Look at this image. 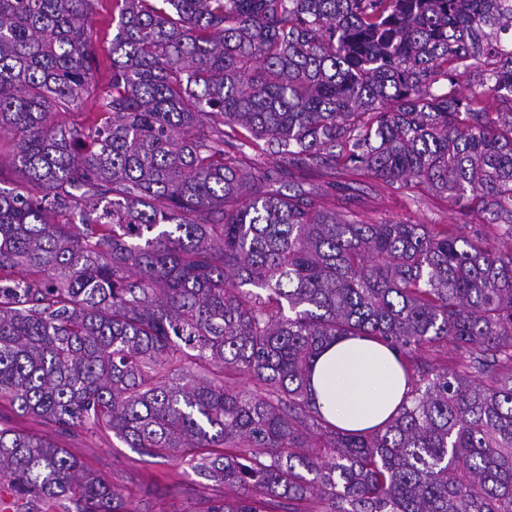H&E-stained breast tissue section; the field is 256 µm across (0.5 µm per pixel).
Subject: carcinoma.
<instances>
[{
	"mask_svg": "<svg viewBox=\"0 0 512 512\" xmlns=\"http://www.w3.org/2000/svg\"><path fill=\"white\" fill-rule=\"evenodd\" d=\"M93 2L0 0V131L37 189L0 186V402L237 490L198 512H512V0H115L100 121L69 126ZM362 180L506 243L346 219ZM344 337L400 355L409 400L381 429L329 423L307 390ZM447 349L457 367L431 364ZM2 479L131 512L5 426Z\"/></svg>",
	"mask_w": 512,
	"mask_h": 512,
	"instance_id": "cac0c4a2",
	"label": "carcinoma"
}]
</instances>
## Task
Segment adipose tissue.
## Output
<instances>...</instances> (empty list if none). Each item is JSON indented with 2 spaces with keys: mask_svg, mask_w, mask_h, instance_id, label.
<instances>
[{
  "mask_svg": "<svg viewBox=\"0 0 512 512\" xmlns=\"http://www.w3.org/2000/svg\"><path fill=\"white\" fill-rule=\"evenodd\" d=\"M309 384L322 415L352 432L384 425L408 391L396 353L383 343L357 337L323 348Z\"/></svg>",
  "mask_w": 512,
  "mask_h": 512,
  "instance_id": "1",
  "label": "adipose tissue"
}]
</instances>
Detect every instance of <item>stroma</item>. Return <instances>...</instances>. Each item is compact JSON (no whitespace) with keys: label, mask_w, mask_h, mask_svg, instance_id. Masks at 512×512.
Returning a JSON list of instances; mask_svg holds the SVG:
<instances>
[{"label":"stroma","mask_w":512,"mask_h":512,"mask_svg":"<svg viewBox=\"0 0 512 512\" xmlns=\"http://www.w3.org/2000/svg\"><path fill=\"white\" fill-rule=\"evenodd\" d=\"M112 16L113 0H96L92 22L100 68L94 72L93 81L102 88L109 81L111 41L115 33ZM352 210L354 219L369 224L384 220L454 224L465 236L472 235L480 225L479 217L463 215L428 192L398 196L370 180L358 184ZM0 424L19 433L53 439L67 448L86 468L122 488L133 512H195L200 499L216 495L215 489L194 475L186 464L140 456L109 436H93L80 429L61 434L6 403H0Z\"/></svg>","instance_id":"obj_1"}]
</instances>
